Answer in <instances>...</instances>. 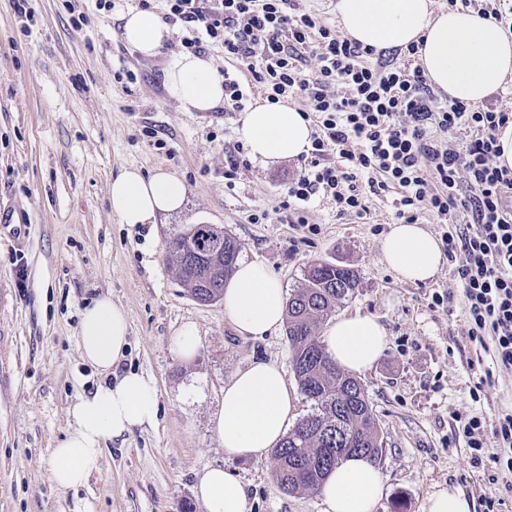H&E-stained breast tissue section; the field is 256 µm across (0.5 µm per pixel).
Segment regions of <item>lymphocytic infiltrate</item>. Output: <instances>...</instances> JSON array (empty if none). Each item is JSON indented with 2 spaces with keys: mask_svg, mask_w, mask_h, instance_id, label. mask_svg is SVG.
Here are the masks:
<instances>
[{
  "mask_svg": "<svg viewBox=\"0 0 512 512\" xmlns=\"http://www.w3.org/2000/svg\"><path fill=\"white\" fill-rule=\"evenodd\" d=\"M165 23L189 30L196 54L218 45L246 64L267 100L302 99L312 116L309 167L288 186L289 200L316 194L339 213L363 215L359 189L395 188L396 216L416 223L429 212L444 233L468 309L469 336L491 340V360L512 371V170L498 167L496 133L512 110L439 100L421 67L379 60L375 48L340 35L298 0H164ZM316 66L307 70L306 57ZM459 428L471 461L490 458L512 474V411L495 424L473 415ZM497 448L485 454L487 438Z\"/></svg>",
  "mask_w": 512,
  "mask_h": 512,
  "instance_id": "obj_1",
  "label": "lymphocytic infiltrate"
}]
</instances>
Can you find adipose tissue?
<instances>
[{
	"label": "adipose tissue",
	"mask_w": 512,
	"mask_h": 512,
	"mask_svg": "<svg viewBox=\"0 0 512 512\" xmlns=\"http://www.w3.org/2000/svg\"><path fill=\"white\" fill-rule=\"evenodd\" d=\"M336 14L346 34L376 50L419 43V62L428 81L449 97L478 104L512 75V34L494 18L472 10L435 11L434 0H336ZM123 41L146 57L169 39L170 29L150 9H133L122 18ZM170 94L185 112H208L224 102V78L208 56L183 53L165 72ZM310 123L296 107L257 102L242 118L241 135L250 153L263 160L294 159L307 154ZM185 185L166 172L143 175L124 170L109 188L113 213L121 223L149 224L157 214L181 209ZM383 261L405 282L431 280L443 263L440 246L419 224L392 225L383 243ZM224 312L241 336L261 338L277 330L286 315V291L270 268L240 262L224 287ZM124 309L101 296L81 312L82 358L105 378L94 392L70 407L72 423L53 450L51 476L60 489L84 485L100 468L107 439L152 424L158 415L155 383L137 372L113 378L112 368L128 345ZM325 351L350 373L373 367L386 345V330L375 318L337 319L322 338ZM293 396L281 366L255 361L224 386L217 435L229 460L266 458L283 440ZM323 512H373L385 495L375 464L364 456L340 462L321 488ZM195 493L207 512H247L241 483L219 467L206 470Z\"/></svg>",
	"instance_id": "ef3b65f1"
}]
</instances>
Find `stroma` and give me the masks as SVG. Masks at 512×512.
I'll list each match as a JSON object with an SVG mask.
<instances>
[{"label":"stroma","instance_id":"35a3bbf8","mask_svg":"<svg viewBox=\"0 0 512 512\" xmlns=\"http://www.w3.org/2000/svg\"><path fill=\"white\" fill-rule=\"evenodd\" d=\"M21 26L12 0H0V209L23 225L24 245L0 238V512H206L194 488L221 467L242 483L247 512H322L319 491L281 490L273 458L227 460L216 433L224 385L252 361L277 363L297 388L286 329L240 336L223 302L202 304L179 281L170 239L195 224H219L241 246L240 260L267 265L294 293L317 260L353 268L355 292L334 318L369 315L384 325L385 350L359 374L373 407L386 490L374 512H428L444 489L464 493L471 512L488 501L512 512L507 474L476 466L457 417L487 421L512 410V372L479 379L492 361L468 336L455 264L444 261L421 284L400 281L383 262L395 224V192L368 194V212L340 215L322 196L306 204L307 225L285 208L289 183L308 157L249 159L234 186L224 166L240 142L241 113L184 112L164 72L188 32L172 26L159 53L145 57L121 38L123 9L95 0H31ZM162 170L186 187L180 211L152 224L120 223L109 186L124 169ZM27 270L15 286L17 265ZM449 295L447 307L433 293ZM111 296L128 317L120 370L151 377L154 425L107 441L100 469L78 488L51 481L53 450L68 409L101 376L81 357L80 312ZM194 327L198 348L182 359L173 342Z\"/></svg>","mask_w":512,"mask_h":512}]
</instances>
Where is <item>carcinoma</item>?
<instances>
[{
	"label": "carcinoma",
	"mask_w": 512,
	"mask_h": 512,
	"mask_svg": "<svg viewBox=\"0 0 512 512\" xmlns=\"http://www.w3.org/2000/svg\"><path fill=\"white\" fill-rule=\"evenodd\" d=\"M179 280L203 304L222 299L224 282L235 269L240 244L217 224H195L169 242ZM358 287L356 272L324 261L310 265L305 283L288 300L287 334L292 366L313 411L273 450L274 477L288 492L318 489L339 461L361 454L382 456L373 408L358 380L333 362L318 341L326 317Z\"/></svg>",
	"instance_id": "cac0c4a2"
}]
</instances>
